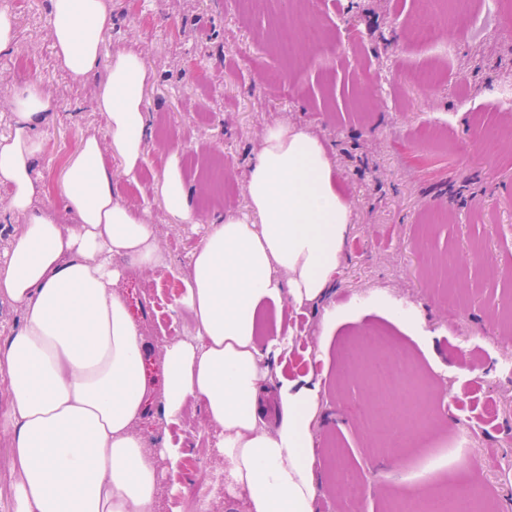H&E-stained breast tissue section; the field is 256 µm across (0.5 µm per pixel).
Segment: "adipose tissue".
<instances>
[{
    "label": "adipose tissue",
    "instance_id": "ef3b65f1",
    "mask_svg": "<svg viewBox=\"0 0 512 512\" xmlns=\"http://www.w3.org/2000/svg\"><path fill=\"white\" fill-rule=\"evenodd\" d=\"M49 26L72 79L107 65L97 106L113 152L135 176L151 135L144 59L103 56L112 27L106 0H49ZM12 104L0 182L10 185L8 208L24 222L0 257V296L22 307L24 324L0 345V365L11 397L15 512H154L158 474L134 430L148 410V346L117 290L121 271L112 259L157 264L155 229L114 201L112 171L93 135L64 161L63 208L73 224L38 207L49 189L34 178L33 161L44 149L39 130L53 100L32 82L14 91ZM161 187L167 210L197 223L177 160H169ZM246 192L249 216L212 220L192 254L181 302L197 336L163 347L164 417L179 423L189 401H203L222 430L225 470L250 512H313L306 450L319 385L308 376L281 380L277 425H261L262 363L283 339L261 336L258 313L324 294L350 236L351 207L320 141L286 126L267 131Z\"/></svg>",
    "mask_w": 512,
    "mask_h": 512
}]
</instances>
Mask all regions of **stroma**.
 <instances>
[{
    "instance_id": "stroma-1",
    "label": "stroma",
    "mask_w": 512,
    "mask_h": 512,
    "mask_svg": "<svg viewBox=\"0 0 512 512\" xmlns=\"http://www.w3.org/2000/svg\"><path fill=\"white\" fill-rule=\"evenodd\" d=\"M112 28L104 56H143L151 78L144 109L154 133L136 180L105 152L113 199L146 211L161 260L136 267L124 258L117 289L132 315L156 305L155 322L140 320L149 377L161 381L165 341L196 333L179 299L193 251L211 219L248 213L250 166L268 129L289 125L326 147L352 205V236L325 295L283 315H261L266 335L289 331L291 352L268 363L264 385L280 377L320 383L312 423L317 481L314 512H394L406 491L482 490L512 512V334L498 320L512 309V0H465L432 43L410 41L415 0H107ZM48 0H12L16 42L0 55V138L15 117L5 96L38 82L54 109L43 127L45 149L33 176L51 189L44 204L64 218V160L84 135L108 142L96 92L98 69L72 82L52 47ZM301 12L326 34L328 46L289 33L291 56L272 40L278 19ZM441 81L420 87L416 73ZM177 156L185 186L200 211L183 224L170 214L158 179ZM465 299L449 306L446 295ZM414 320L399 326L400 309ZM385 329L412 352L426 375L416 391L430 398V424L407 448L379 444L361 416L377 398L368 377L343 358L365 329ZM7 373L0 367V499L13 498L7 466L12 446ZM159 481L155 512H183L182 495L203 474L224 470L220 430L201 402H190L181 425H167L153 391L137 424ZM179 442L184 457L171 469L162 448ZM337 443L346 453L330 458ZM359 471L366 496L348 501L334 474Z\"/></svg>"
}]
</instances>
